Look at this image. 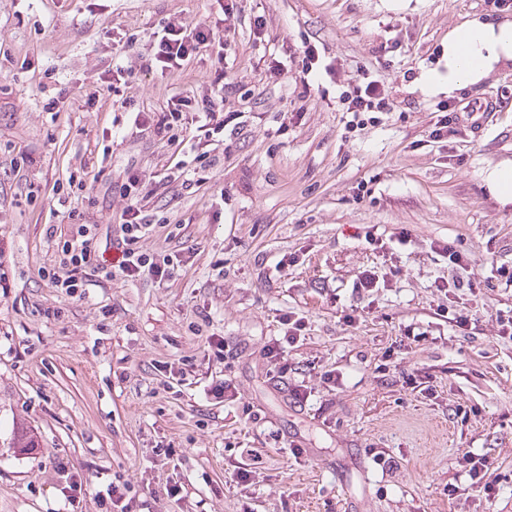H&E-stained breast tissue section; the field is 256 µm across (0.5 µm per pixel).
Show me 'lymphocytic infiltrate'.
<instances>
[{
	"label": "lymphocytic infiltrate",
	"mask_w": 512,
	"mask_h": 512,
	"mask_svg": "<svg viewBox=\"0 0 512 512\" xmlns=\"http://www.w3.org/2000/svg\"><path fill=\"white\" fill-rule=\"evenodd\" d=\"M223 46V28L206 23L190 27L179 17L168 18L157 37L153 54L145 61L146 72L175 77L198 56L206 54L213 58L217 84L205 100L174 96L165 111L136 112L134 125L148 128L158 140L176 145L180 142L179 130L184 125L183 111L188 108L195 114L197 142L208 143L223 137L228 123L222 86ZM339 100L356 117L364 112L386 113L396 108L378 82L367 76L352 89L342 91ZM121 190L126 206L112 230V247L120 255L117 263H107L103 258L97 233L99 222L94 213L69 211L70 230L59 237L53 264L40 269L41 278L61 294L80 298L89 284L96 281H133L144 276L162 280L174 271V254L158 257L144 251L141 245L155 222L151 206L152 186L139 171L130 168L125 172Z\"/></svg>",
	"instance_id": "1"
}]
</instances>
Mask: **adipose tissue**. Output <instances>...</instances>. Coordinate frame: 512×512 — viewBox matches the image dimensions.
<instances>
[{"instance_id":"obj_1","label":"adipose tissue","mask_w":512,"mask_h":512,"mask_svg":"<svg viewBox=\"0 0 512 512\" xmlns=\"http://www.w3.org/2000/svg\"><path fill=\"white\" fill-rule=\"evenodd\" d=\"M446 68L423 70L418 79L421 90L436 95H455L487 78L496 67L512 64V21L473 18L448 33Z\"/></svg>"}]
</instances>
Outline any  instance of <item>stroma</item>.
<instances>
[{
  "label": "stroma",
  "instance_id": "1",
  "mask_svg": "<svg viewBox=\"0 0 512 512\" xmlns=\"http://www.w3.org/2000/svg\"><path fill=\"white\" fill-rule=\"evenodd\" d=\"M401 3L236 0L227 19L220 0H0V512H102L114 484L131 512H512V340L493 321L512 314V203L486 182L512 163V68L452 97L417 81L450 28L512 8ZM176 14L224 21V109L240 123L192 189L152 199L143 247L179 251L172 276L68 298L39 274L55 181L87 174L107 236L119 175L155 180L173 152L131 113L211 89L207 57L173 78L141 69ZM306 41L332 75L306 89L269 73ZM116 67L128 82L105 87ZM366 74L396 109L356 124L338 95ZM51 97L60 111H44ZM474 101L492 107L433 137L440 106ZM369 269L384 286L356 291ZM289 315L304 320L288 354L300 403L266 355ZM19 422L39 437L31 453L10 446ZM467 451L491 463L493 502L449 499Z\"/></svg>",
  "mask_w": 512,
  "mask_h": 512
}]
</instances>
